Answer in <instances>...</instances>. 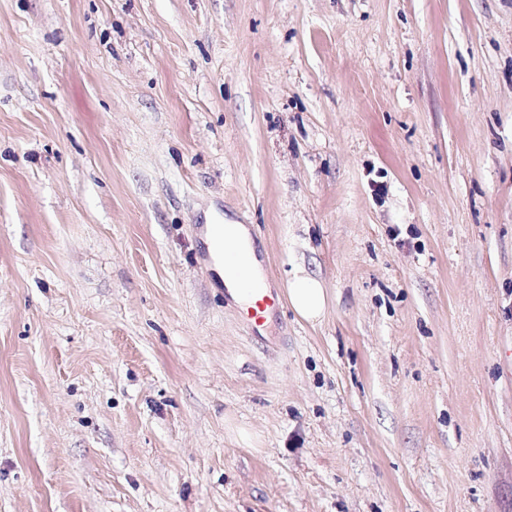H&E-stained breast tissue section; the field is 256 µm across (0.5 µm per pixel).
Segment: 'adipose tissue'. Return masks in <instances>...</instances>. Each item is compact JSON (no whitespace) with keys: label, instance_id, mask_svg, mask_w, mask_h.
<instances>
[{"label":"adipose tissue","instance_id":"adipose-tissue-1","mask_svg":"<svg viewBox=\"0 0 512 512\" xmlns=\"http://www.w3.org/2000/svg\"><path fill=\"white\" fill-rule=\"evenodd\" d=\"M215 261V271L223 278L228 293L243 305L251 306L258 300L257 290L263 285L260 275L261 262L257 256L248 228L241 224L228 223L224 226L223 241H216L213 235H206ZM247 258V273L244 278L227 277L228 261L235 255ZM288 303L303 320L320 321L327 309L328 295L322 282L307 274L302 268H295L286 288Z\"/></svg>","mask_w":512,"mask_h":512}]
</instances>
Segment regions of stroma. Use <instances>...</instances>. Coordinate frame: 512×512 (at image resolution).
Listing matches in <instances>:
<instances>
[{
  "mask_svg": "<svg viewBox=\"0 0 512 512\" xmlns=\"http://www.w3.org/2000/svg\"><path fill=\"white\" fill-rule=\"evenodd\" d=\"M0 512H512V0H0ZM217 224H205L207 234L205 241L209 244L212 257L215 261V271L223 279L224 287L228 293L243 305L252 306L261 298L255 288H264L260 275L261 262L257 256L249 229L243 224L226 223L224 225V252L218 249L217 240L212 235V227ZM244 254L247 258V273L242 279H232L227 274L228 261L235 255ZM288 303L294 312L309 323L320 321L325 315L328 295L322 282L297 267L286 288Z\"/></svg>",
  "mask_w": 512,
  "mask_h": 512,
  "instance_id": "obj_1",
  "label": "stroma"
}]
</instances>
